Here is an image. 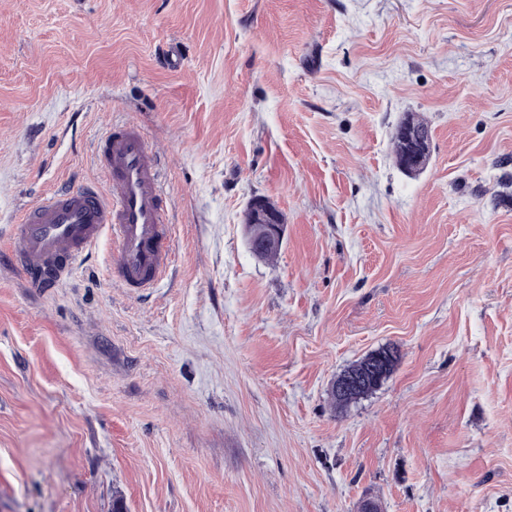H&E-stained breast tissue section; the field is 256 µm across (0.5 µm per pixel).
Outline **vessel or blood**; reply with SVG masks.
I'll use <instances>...</instances> for the list:
<instances>
[{
	"mask_svg": "<svg viewBox=\"0 0 512 512\" xmlns=\"http://www.w3.org/2000/svg\"><path fill=\"white\" fill-rule=\"evenodd\" d=\"M95 158L107 191L85 185L46 196L18 221L7 261L31 288H55L111 239L109 274L120 287L142 291L163 277L173 250L157 151L135 121L110 127Z\"/></svg>",
	"mask_w": 512,
	"mask_h": 512,
	"instance_id": "1",
	"label": "vessel or blood"
}]
</instances>
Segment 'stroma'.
<instances>
[{
	"mask_svg": "<svg viewBox=\"0 0 512 512\" xmlns=\"http://www.w3.org/2000/svg\"><path fill=\"white\" fill-rule=\"evenodd\" d=\"M127 118L174 261L140 294L108 240L44 295L0 266V512H512V0H0V250ZM400 132L404 138L408 141L417 142L418 138L413 131L412 127L404 123L401 128ZM399 134V132H395L393 138H392V144H393V151L396 159V163L399 166L401 170H403L408 175H417L422 170L412 169L404 166V161L407 156V154L412 151L410 144H408ZM248 239L256 255L270 249H279L284 235L283 220L277 210L264 197L252 198L245 211ZM384 375L380 371L378 367H370L369 370H366L360 374H352L350 376H347L343 378L338 386H337V392L342 395L349 394L350 392L370 386V385H378Z\"/></svg>",
	"mask_w": 512,
	"mask_h": 512,
	"instance_id": "35a3bbf8",
	"label": "stroma"
}]
</instances>
